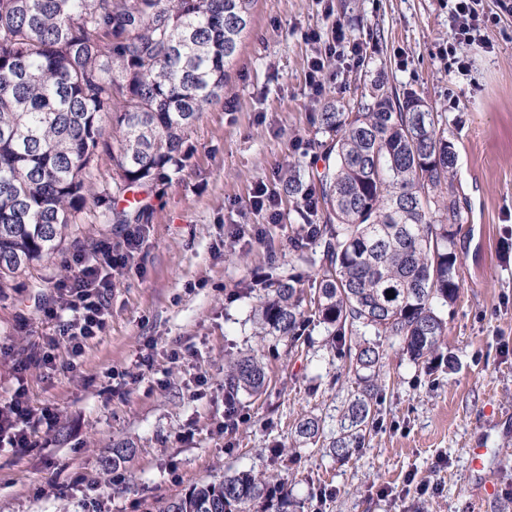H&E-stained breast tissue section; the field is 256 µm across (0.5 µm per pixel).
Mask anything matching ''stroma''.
Returning a JSON list of instances; mask_svg holds the SVG:
<instances>
[{
    "instance_id": "35a3bbf8",
    "label": "stroma",
    "mask_w": 512,
    "mask_h": 512,
    "mask_svg": "<svg viewBox=\"0 0 512 512\" xmlns=\"http://www.w3.org/2000/svg\"><path fill=\"white\" fill-rule=\"evenodd\" d=\"M448 0H257L229 70L224 97L201 113L189 138L191 165L152 192L142 225L143 272L119 275L107 331L90 342L76 371H31L34 406L59 412L37 447H0V512H87L101 496L110 512H158L230 470L271 475L289 505L256 501L252 512H512V11L485 30L490 53L470 51L468 75L450 72ZM342 28L357 62L328 66L323 92L306 75ZM414 90L434 111L457 151L454 176L463 223L454 240L462 288L443 310V353L452 366L415 365L386 345L384 382L365 447L343 461L323 448H295L297 422L332 421L351 390L336 374L338 350L322 328L292 350L287 340L253 336L255 274L294 264L302 221L281 191L280 169L318 162L328 134L315 114L328 100L348 104L378 73ZM265 185L275 210L251 204ZM120 224H83L49 260L0 290V403L16 384L18 357L50 334L36 312L74 252ZM26 327H19V317ZM187 360L168 357L171 348ZM260 349L266 385L239 395L244 421L226 434L224 355ZM139 383L113 386L107 371L133 370ZM208 383L196 389L194 375ZM487 450L473 470L468 450ZM129 455L119 471L105 461L115 444Z\"/></svg>"
}]
</instances>
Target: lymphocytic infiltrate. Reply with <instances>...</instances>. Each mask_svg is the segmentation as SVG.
<instances>
[{
  "label": "lymphocytic infiltrate",
  "mask_w": 512,
  "mask_h": 512,
  "mask_svg": "<svg viewBox=\"0 0 512 512\" xmlns=\"http://www.w3.org/2000/svg\"><path fill=\"white\" fill-rule=\"evenodd\" d=\"M495 21V16L482 10L481 0H452L448 12V53L458 73H466L470 67L467 47L483 45L481 32ZM140 246L141 232L134 226L125 229L120 242L103 239L90 251L80 250L71 255L67 261L68 275L55 283L51 297L38 302L42 317L55 322L56 331L17 360V374L55 368V351L62 345L70 353L68 369L76 368L88 341L108 328L113 275L136 267ZM57 420V413L35 408L25 383H18L8 401L0 404V445L33 447Z\"/></svg>",
  "instance_id": "obj_1"
}]
</instances>
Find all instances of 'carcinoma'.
<instances>
[{
  "label": "carcinoma",
  "mask_w": 512,
  "mask_h": 512,
  "mask_svg": "<svg viewBox=\"0 0 512 512\" xmlns=\"http://www.w3.org/2000/svg\"><path fill=\"white\" fill-rule=\"evenodd\" d=\"M256 0H0V288L56 254L73 224H145L150 194L186 168L201 112L224 95L228 67ZM332 135L323 169L281 168L283 192L306 225L296 262L314 268L256 277L255 335L290 344L310 326L347 348L355 387L336 432L308 417L298 447L326 442L348 458L366 445L385 358L396 341L409 360L440 356L441 308L462 286L454 250L462 207L451 177L454 145L423 98L378 77L345 108L317 115ZM112 162L111 179L99 172ZM320 249L314 259L309 250ZM393 291L387 298L386 291ZM257 351L229 354L227 397L261 393ZM288 493L263 473L224 475L195 486L160 512H251Z\"/></svg>",
  "instance_id": "obj_1"
}]
</instances>
